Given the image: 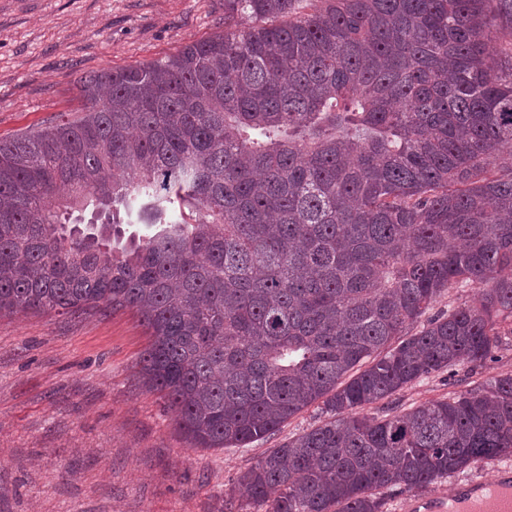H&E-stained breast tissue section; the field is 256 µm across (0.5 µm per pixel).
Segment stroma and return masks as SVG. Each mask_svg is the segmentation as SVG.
I'll return each instance as SVG.
<instances>
[{
    "mask_svg": "<svg viewBox=\"0 0 512 512\" xmlns=\"http://www.w3.org/2000/svg\"><path fill=\"white\" fill-rule=\"evenodd\" d=\"M224 28V0H0V139L79 117L80 78L148 62ZM129 310L0 316V512H263L238 484L258 457L325 420L314 405L246 448H193L139 361ZM485 460L386 512L495 480Z\"/></svg>",
    "mask_w": 512,
    "mask_h": 512,
    "instance_id": "35a3bbf8",
    "label": "stroma"
}]
</instances>
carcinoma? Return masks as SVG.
Masks as SVG:
<instances>
[{
    "instance_id": "carcinoma-1",
    "label": "carcinoma",
    "mask_w": 512,
    "mask_h": 512,
    "mask_svg": "<svg viewBox=\"0 0 512 512\" xmlns=\"http://www.w3.org/2000/svg\"><path fill=\"white\" fill-rule=\"evenodd\" d=\"M79 94L0 141L1 315L134 311L193 448L322 402L240 476L266 512H383L512 457V374L393 405L512 324V0H224V31ZM136 205L155 231L123 244ZM475 289L476 288H452L449 294L447 291L443 297L438 299L433 308L427 312L423 320L438 311L448 310V303L459 305L470 300L471 297L475 294Z\"/></svg>"
}]
</instances>
